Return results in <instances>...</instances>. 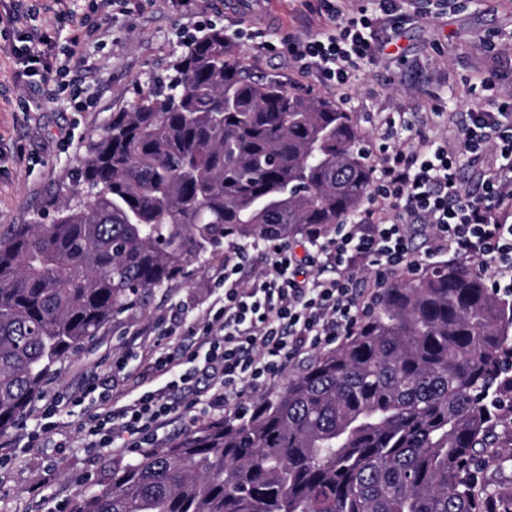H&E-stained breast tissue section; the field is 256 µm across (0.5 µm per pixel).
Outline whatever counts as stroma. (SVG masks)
Here are the masks:
<instances>
[{
	"label": "stroma",
	"instance_id": "obj_1",
	"mask_svg": "<svg viewBox=\"0 0 512 512\" xmlns=\"http://www.w3.org/2000/svg\"><path fill=\"white\" fill-rule=\"evenodd\" d=\"M214 10L199 14L196 0H141L132 14L101 25L82 37L74 53L93 61L92 72H71L92 104L75 111L67 99L34 95L14 76L7 41L0 35V232L16 224L49 222L71 185L90 139L97 137L113 112L136 99L139 88L183 51L186 42L215 24L269 36L304 32L317 0H213ZM426 12L412 16L400 30L401 55L383 56L354 81L349 101L333 87L302 76L288 62L238 40L254 77L271 76L293 92L338 103L353 113L363 139H376L383 117L402 116L430 134L446 138L458 152L456 124L470 103L469 86L493 64L479 41L489 30L512 29V0H427ZM30 112H22L21 101ZM228 247L191 259L188 277L173 288H157L142 304L108 322L77 353L64 358L20 424L0 438V512H71L80 492L101 487L113 461L123 452L96 454L82 446L84 409L61 405L50 432L40 433L43 411L59 395L75 394L89 379L110 380L114 357H124L129 395L155 387L157 378L143 362L157 347L170 308L188 319L202 317L219 291ZM500 442L481 454L479 481L492 495L512 499V423L496 424Z\"/></svg>",
	"mask_w": 512,
	"mask_h": 512
}]
</instances>
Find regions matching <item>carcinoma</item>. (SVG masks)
<instances>
[{"instance_id": "cac0c4a2", "label": "carcinoma", "mask_w": 512, "mask_h": 512, "mask_svg": "<svg viewBox=\"0 0 512 512\" xmlns=\"http://www.w3.org/2000/svg\"><path fill=\"white\" fill-rule=\"evenodd\" d=\"M354 116L254 80L210 26L87 147L77 197L0 235V437L55 366L226 240L325 235L373 173ZM512 299L441 264L395 278L337 350L240 418L112 465L72 512H479L468 469L512 414Z\"/></svg>"}]
</instances>
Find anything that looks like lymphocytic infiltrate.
<instances>
[{
    "label": "lymphocytic infiltrate",
    "instance_id": "obj_1",
    "mask_svg": "<svg viewBox=\"0 0 512 512\" xmlns=\"http://www.w3.org/2000/svg\"><path fill=\"white\" fill-rule=\"evenodd\" d=\"M369 2L377 16L363 8L348 11L346 0H322L318 27L262 41L259 48L347 95L357 73L390 46L403 8L414 0ZM64 22L61 13L37 21L9 50L18 82L38 92L50 82L53 96L75 101L82 91L68 76L74 69L91 71L92 65L70 53L58 55L56 38ZM497 77V70H487L464 114L461 153L413 133L409 123L387 120L371 153L374 178L363 217L346 220L329 238H311L301 252L288 242L252 251L232 247L224 260L221 304L187 334L166 332L164 347L149 354V368L166 378L161 387L128 401L118 386L103 390L91 382L71 397V404L89 406L84 448L117 442L131 451L152 447L160 423L185 408L182 396L200 376L208 381L201 412L243 411L249 392L281 375L299 350L335 345L368 314L373 296L361 288L359 270H371L379 288L441 255L473 258L495 271L494 290L512 297V96L494 95ZM489 146L503 164L485 171L480 191L463 190L457 173L464 158ZM416 233L429 242L419 255L411 245ZM324 266L331 276H315Z\"/></svg>",
    "mask_w": 512,
    "mask_h": 512
}]
</instances>
